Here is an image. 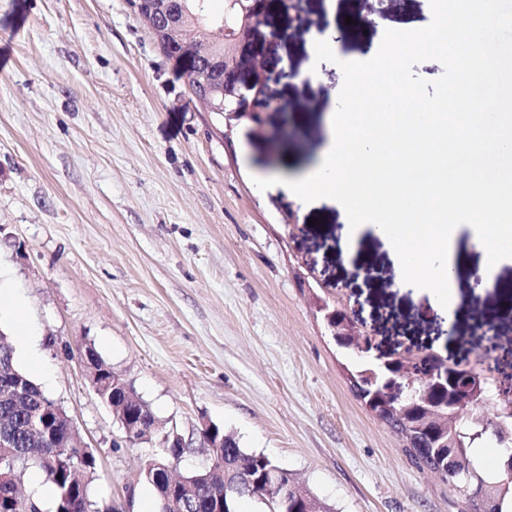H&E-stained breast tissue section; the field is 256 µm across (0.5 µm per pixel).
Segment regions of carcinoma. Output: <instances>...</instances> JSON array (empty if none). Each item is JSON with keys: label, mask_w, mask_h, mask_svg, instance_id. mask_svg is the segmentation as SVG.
Masks as SVG:
<instances>
[{"label": "carcinoma", "mask_w": 512, "mask_h": 512, "mask_svg": "<svg viewBox=\"0 0 512 512\" xmlns=\"http://www.w3.org/2000/svg\"><path fill=\"white\" fill-rule=\"evenodd\" d=\"M182 7L179 22L185 35L189 36L193 48V67L185 71L191 88H196L194 72L209 70L210 87L217 86L220 77L219 68L224 58L230 55L228 38L238 30L237 15H215L208 8L209 0H179ZM0 336V352L6 354L7 373L0 374V431L16 436V448L12 451V461L17 479H22L26 470L41 472L54 490V512H68L74 506L81 512L85 510L86 499L73 504V470L87 465L95 466V461L85 462V448L79 445L72 448L52 447L45 440L31 442L25 435L26 416L32 411L45 408L51 403L49 397L30 377L14 364L10 345ZM358 337L338 336L336 345L351 353L357 366L349 371L350 388L375 416L394 431L404 442V451L411 462L419 469L448 467V449L436 447L439 439L452 441L461 474L450 481L453 490L464 504L461 512H481L478 505L479 495H484L495 503L492 512H502L500 501L502 494L512 486V460L508 456L501 459L503 480L498 484L487 483L476 471L470 455L475 444H490L497 447H512V394L497 395L498 408L493 416L484 414L483 405L489 395L494 393L490 379L481 373L464 378L462 372L448 370V382L430 389L427 400L418 398L406 403L407 410L394 414L383 407V399L377 390L385 386L388 379L405 370L403 359H392L385 366L376 364L356 351ZM215 435L224 437V448L210 459L209 466L214 470L211 485L204 488L198 497L196 512H209L208 499L222 496L232 512L238 503L250 498L242 488L245 478L268 479L277 469L275 462L263 453L248 452L241 448L231 434L215 428ZM58 451L60 461L37 465L34 455L37 452ZM322 512L329 509L321 502L289 498L288 512H312L314 508Z\"/></svg>", "instance_id": "1"}]
</instances>
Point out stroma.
Segmentation results:
<instances>
[{
	"label": "stroma",
	"mask_w": 512,
	"mask_h": 512,
	"mask_svg": "<svg viewBox=\"0 0 512 512\" xmlns=\"http://www.w3.org/2000/svg\"><path fill=\"white\" fill-rule=\"evenodd\" d=\"M362 13L372 25L346 30L341 54L429 19L430 0L385 10L378 0H306L293 24L268 0L254 38L284 29L273 49L289 75L267 88L278 107L259 137L207 111L131 0H0V268L39 333V385L96 456L97 512H140L151 487L139 473L157 446L127 442L90 385L83 344L188 440L180 472L205 464L199 431L210 421L331 512H461L452 487L416 468L353 396L352 359L316 300L356 301L388 346L448 357L497 340L512 372V259L476 282L480 253L459 232L461 301L440 310L427 290L400 286L381 236L361 233L342 253L337 205L253 183L270 171L294 179L326 149L338 74L326 63L317 82L296 75L310 33ZM287 211L295 223H284Z\"/></svg>",
	"instance_id": "stroma-1"
}]
</instances>
